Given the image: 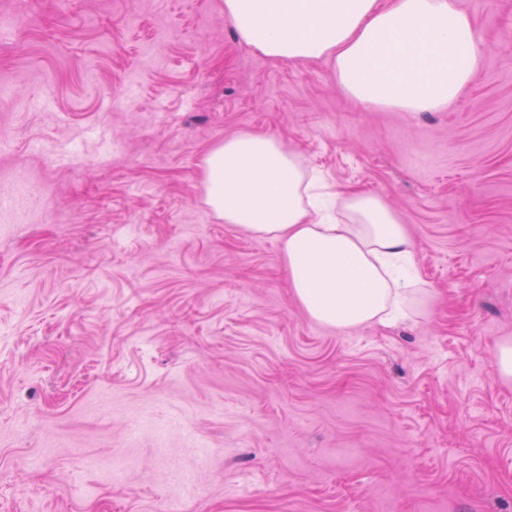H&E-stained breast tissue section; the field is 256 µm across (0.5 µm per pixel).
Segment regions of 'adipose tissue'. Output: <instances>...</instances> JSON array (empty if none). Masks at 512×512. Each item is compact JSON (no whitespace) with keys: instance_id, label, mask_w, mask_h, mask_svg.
I'll return each mask as SVG.
<instances>
[{"instance_id":"ef3b65f1","label":"adipose tissue","mask_w":512,"mask_h":512,"mask_svg":"<svg viewBox=\"0 0 512 512\" xmlns=\"http://www.w3.org/2000/svg\"><path fill=\"white\" fill-rule=\"evenodd\" d=\"M238 38L261 55L326 60L351 99L374 109L438 112L477 77L482 50L457 0H224ZM205 202L256 238L276 240L294 296L342 329L406 318L418 277L414 241L380 194L329 189L278 138L242 131L203 160Z\"/></svg>"}]
</instances>
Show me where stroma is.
Returning <instances> with one entry per match:
<instances>
[{"instance_id": "stroma-1", "label": "stroma", "mask_w": 512, "mask_h": 512, "mask_svg": "<svg viewBox=\"0 0 512 512\" xmlns=\"http://www.w3.org/2000/svg\"><path fill=\"white\" fill-rule=\"evenodd\" d=\"M460 3L474 83L391 112L224 0H0V512H512V0ZM244 130L395 209L406 321L315 322L205 204Z\"/></svg>"}]
</instances>
